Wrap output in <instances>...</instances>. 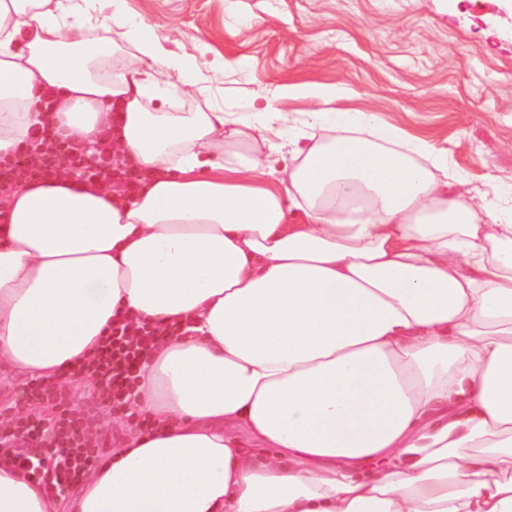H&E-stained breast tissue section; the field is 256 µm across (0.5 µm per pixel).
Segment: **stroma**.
Returning <instances> with one entry per match:
<instances>
[{"instance_id":"35a3bbf8","label":"stroma","mask_w":512,"mask_h":512,"mask_svg":"<svg viewBox=\"0 0 512 512\" xmlns=\"http://www.w3.org/2000/svg\"><path fill=\"white\" fill-rule=\"evenodd\" d=\"M160 54L194 59L225 111L272 100L298 130L310 100L283 86L333 84L334 106L378 113L445 152L473 191L512 183V15L497 0H124Z\"/></svg>"}]
</instances>
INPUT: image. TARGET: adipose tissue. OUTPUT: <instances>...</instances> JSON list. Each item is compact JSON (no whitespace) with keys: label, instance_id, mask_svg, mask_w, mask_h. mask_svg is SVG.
Instances as JSON below:
<instances>
[{"label":"adipose tissue","instance_id":"obj_1","mask_svg":"<svg viewBox=\"0 0 512 512\" xmlns=\"http://www.w3.org/2000/svg\"><path fill=\"white\" fill-rule=\"evenodd\" d=\"M86 12L0 0V155L46 124L93 149L113 110L152 179L9 190L0 375L65 381L135 316L165 333L129 404L156 429L71 498L1 460L0 512H512V205L331 85L286 86L316 108L284 144L266 100L167 111L194 63ZM90 13L98 25L94 34L111 39L114 45L125 49L126 43L123 39V29L114 26L112 21L108 19L105 20L104 25H100L104 18H109L112 15V2L108 0L92 2L90 4Z\"/></svg>","mask_w":512,"mask_h":512}]
</instances>
